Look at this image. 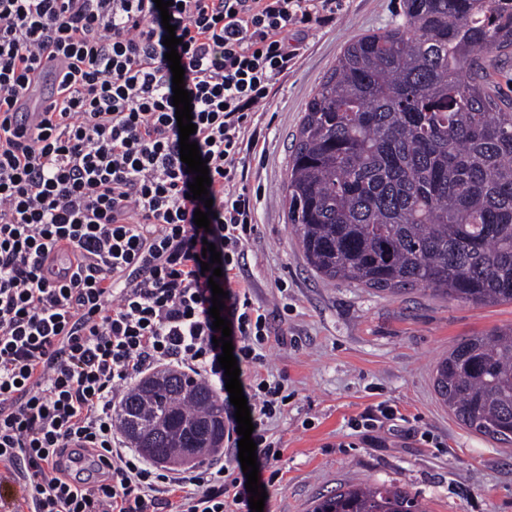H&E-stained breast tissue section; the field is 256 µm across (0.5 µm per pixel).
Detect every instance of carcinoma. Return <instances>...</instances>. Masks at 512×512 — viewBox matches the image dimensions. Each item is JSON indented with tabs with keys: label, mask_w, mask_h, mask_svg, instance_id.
<instances>
[{
	"label": "carcinoma",
	"mask_w": 512,
	"mask_h": 512,
	"mask_svg": "<svg viewBox=\"0 0 512 512\" xmlns=\"http://www.w3.org/2000/svg\"><path fill=\"white\" fill-rule=\"evenodd\" d=\"M402 17L350 42L318 84L288 164V222L322 277L512 303V99L490 80L512 56V0H403ZM433 385L462 425L512 444V328L461 340ZM117 423L156 462L224 447L219 394L171 370L134 383ZM313 512L426 510L398 483H357Z\"/></svg>",
	"instance_id": "cac0c4a2"
}]
</instances>
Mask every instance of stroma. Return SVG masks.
<instances>
[{"instance_id": "1", "label": "stroma", "mask_w": 512, "mask_h": 512, "mask_svg": "<svg viewBox=\"0 0 512 512\" xmlns=\"http://www.w3.org/2000/svg\"><path fill=\"white\" fill-rule=\"evenodd\" d=\"M402 20V0H340L336 22L302 33L295 65L264 105L247 159L257 230L246 285L282 340L263 374L281 377L288 406L270 425L280 454L260 474L263 512H312L350 481L400 483L427 512H512V448L461 425L438 400L432 371L462 339L512 326L511 304H472L423 286L380 292L317 275L288 222L284 184L293 138L324 74L353 39ZM391 406L373 432L351 420Z\"/></svg>"}]
</instances>
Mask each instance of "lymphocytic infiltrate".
Listing matches in <instances>:
<instances>
[{"instance_id": "lymphocytic-infiltrate-1", "label": "lymphocytic infiltrate", "mask_w": 512, "mask_h": 512, "mask_svg": "<svg viewBox=\"0 0 512 512\" xmlns=\"http://www.w3.org/2000/svg\"><path fill=\"white\" fill-rule=\"evenodd\" d=\"M207 161L215 217L180 159L173 74L154 0H0V512H249L239 435L180 469L132 448L116 425L127 385L177 368L224 389L199 256L221 254L233 354L257 462L276 456L268 419L283 382L260 368L268 312L242 288L256 231L247 153L258 107L292 68L289 32L336 20V0H181L169 8ZM59 99L34 130L9 114L43 61ZM77 260L68 281L57 247Z\"/></svg>"}]
</instances>
